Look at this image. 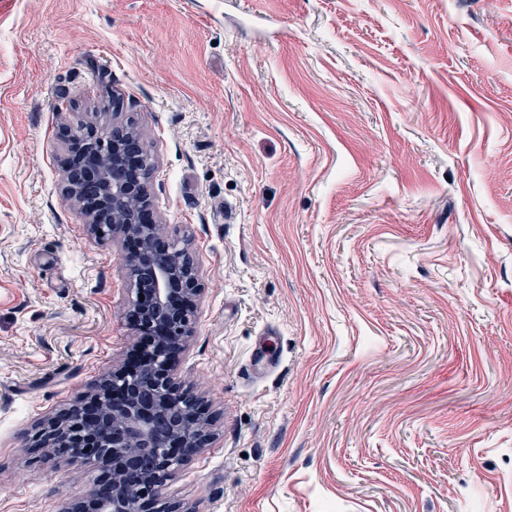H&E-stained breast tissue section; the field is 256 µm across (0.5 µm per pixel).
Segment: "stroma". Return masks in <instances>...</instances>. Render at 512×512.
<instances>
[{
	"label": "stroma",
	"instance_id": "1",
	"mask_svg": "<svg viewBox=\"0 0 512 512\" xmlns=\"http://www.w3.org/2000/svg\"><path fill=\"white\" fill-rule=\"evenodd\" d=\"M132 123L202 293L186 512H512V0L0 5V512L100 470L27 447L126 365L120 238L62 130Z\"/></svg>",
	"mask_w": 512,
	"mask_h": 512
}]
</instances>
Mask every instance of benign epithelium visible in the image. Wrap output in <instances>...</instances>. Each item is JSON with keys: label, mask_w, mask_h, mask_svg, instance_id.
Wrapping results in <instances>:
<instances>
[{"label": "benign epithelium", "mask_w": 512, "mask_h": 512, "mask_svg": "<svg viewBox=\"0 0 512 512\" xmlns=\"http://www.w3.org/2000/svg\"><path fill=\"white\" fill-rule=\"evenodd\" d=\"M128 128L68 135L73 154L64 168L65 188L81 183L98 192V210L86 211L88 231L99 239L119 235L136 243L124 260L134 291L131 312L146 343L129 366L105 376L85 400L34 430L33 447L49 455L74 448L71 460L103 467L97 484L62 512H181L157 506L158 490L175 466L210 439L205 406H182L185 396L171 378L201 292L199 269L183 263L187 252L176 243L159 244L163 225L142 219L151 200L143 154ZM175 407L182 413L172 419Z\"/></svg>", "instance_id": "7a95c632"}]
</instances>
